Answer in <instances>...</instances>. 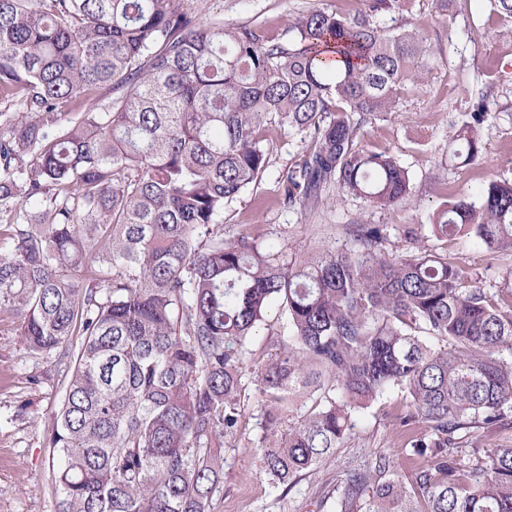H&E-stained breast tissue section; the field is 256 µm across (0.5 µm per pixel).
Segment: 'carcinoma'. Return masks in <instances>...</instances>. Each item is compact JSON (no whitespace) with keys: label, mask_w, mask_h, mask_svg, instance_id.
<instances>
[{"label":"carcinoma","mask_w":512,"mask_h":512,"mask_svg":"<svg viewBox=\"0 0 512 512\" xmlns=\"http://www.w3.org/2000/svg\"><path fill=\"white\" fill-rule=\"evenodd\" d=\"M315 9L281 35L209 25L186 0H0V315L64 372L49 438L58 512H212L237 426L247 344L278 307L288 335L253 371L261 474L291 481L334 454L356 415L401 397L410 481L376 452L325 497L336 512H512V448H464L512 416V293L426 252L359 249L290 261L224 208L270 163L276 125L313 148L280 179L314 208L332 185L379 208L410 177L363 151L430 58L381 25L399 0ZM122 90L102 104L99 92ZM480 100L450 159L473 164ZM438 238L512 250V183L453 198Z\"/></svg>","instance_id":"carcinoma-1"}]
</instances>
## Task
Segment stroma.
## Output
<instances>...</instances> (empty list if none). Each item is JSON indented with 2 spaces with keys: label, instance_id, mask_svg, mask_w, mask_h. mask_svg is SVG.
I'll list each match as a JSON object with an SVG mask.
<instances>
[{
  "label": "stroma",
  "instance_id": "obj_1",
  "mask_svg": "<svg viewBox=\"0 0 512 512\" xmlns=\"http://www.w3.org/2000/svg\"><path fill=\"white\" fill-rule=\"evenodd\" d=\"M200 22L255 26L280 34L289 20L311 9L331 8L354 14L365 0H189ZM395 24L416 31L434 53L402 91L394 112L368 126L357 140L362 150L385 151L405 167L411 179L407 203L379 209L332 187L315 208L283 207L279 180L295 168L307 142L287 129L266 130L270 163L261 179L224 210V221L260 234L289 259L327 250H350L360 224L379 225L380 250L395 259L405 252L403 230L420 233L419 246L445 255L474 275L491 297L512 290V251L488 260L473 240L449 242L430 231L434 213L451 198H474L491 181L512 182V18L491 12L487 0L460 9L457 0H402ZM487 96L491 111L480 127L481 152L475 165L448 161L451 141L467 120L473 101ZM19 319L0 317V512H56L48 478L49 436L66 378L47 372L42 355L20 341ZM254 384L241 396V416L234 434L224 439V481L214 496L213 512H334L323 500L322 486L335 484L345 465L366 461L382 450L404 478L414 466L404 451L395 412L397 393L374 401L356 419L352 434L290 492L272 488L259 471L256 446L261 436Z\"/></svg>",
  "mask_w": 512,
  "mask_h": 512
}]
</instances>
